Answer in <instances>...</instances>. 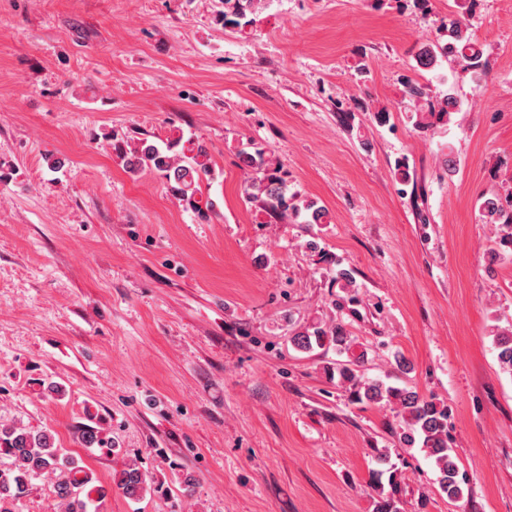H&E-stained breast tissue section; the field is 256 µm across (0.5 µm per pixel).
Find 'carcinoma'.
Returning a JSON list of instances; mask_svg holds the SVG:
<instances>
[{"mask_svg": "<svg viewBox=\"0 0 512 512\" xmlns=\"http://www.w3.org/2000/svg\"><path fill=\"white\" fill-rule=\"evenodd\" d=\"M260 0H224V25L240 27L249 24L247 14ZM460 13L446 26L444 43L426 45L417 55V63L426 69L435 68L442 59H453L467 70H486L483 45L470 31L466 15L470 14L477 0H457ZM404 98L414 104L408 115L414 126L428 132L438 123H447L458 110L460 102L453 93L440 100H432L426 86L412 80L404 82ZM112 149L130 170H148L160 174L173 195L200 219L208 220L214 212V203L202 196L201 183L213 176L211 156L204 143L193 136H173L162 144L143 139L137 146L126 149V144L116 142ZM243 165L258 174L247 185L249 199L262 203L267 210L302 219L304 224L327 223V211L313 202L298 206L288 196V184L278 167L272 166L262 150L253 148L241 153ZM483 223L497 224L500 237L493 256L502 259L512 256V202L506 204L501 196L490 194L480 204ZM294 344L302 352L332 344L346 360L336 364V373L329 374L337 383L349 390L355 402L364 400L390 402L398 409L400 440L408 448H419L433 459L439 489L448 499L455 500L462 494L463 475L449 446L448 406L426 398L407 388L386 386L369 380L360 373L364 353L353 351V341L343 322L331 326L314 324L295 334ZM495 347L500 367L512 374V329L495 334ZM81 441L101 453H117L116 443L96 426L87 425L81 430ZM47 477L54 480L55 494L61 512H100L112 487L122 494L139 501L155 491L147 475L133 462H125L114 471L113 485L102 484L82 462L55 445L54 434L45 429L33 431L23 426L0 423V512H13L12 506L26 496L32 480ZM389 492L381 512H400L395 495L396 475L388 476Z\"/></svg>", "mask_w": 512, "mask_h": 512, "instance_id": "cac0c4a2", "label": "carcinoma"}]
</instances>
